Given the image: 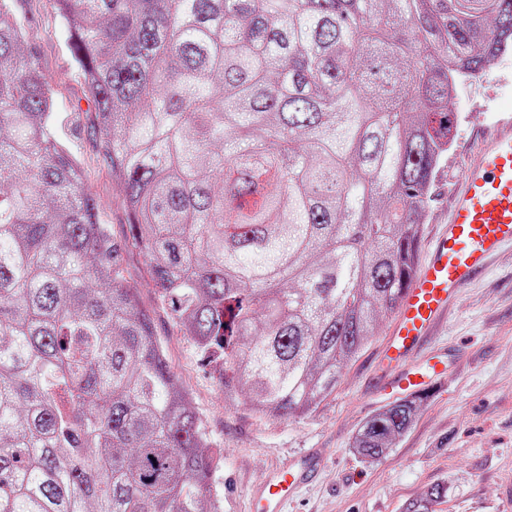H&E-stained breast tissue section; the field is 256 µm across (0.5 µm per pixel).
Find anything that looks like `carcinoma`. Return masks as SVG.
I'll use <instances>...</instances> for the list:
<instances>
[{
	"label": "carcinoma",
	"instance_id": "cac0c4a2",
	"mask_svg": "<svg viewBox=\"0 0 512 512\" xmlns=\"http://www.w3.org/2000/svg\"><path fill=\"white\" fill-rule=\"evenodd\" d=\"M55 2L130 233L101 222L33 19L0 0V512H219L218 458L125 255L226 404L317 407L415 272L448 72L512 48V0ZM421 402L379 409L356 454L383 458Z\"/></svg>",
	"mask_w": 512,
	"mask_h": 512
}]
</instances>
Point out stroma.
I'll return each instance as SVG.
<instances>
[{"label":"stroma","instance_id":"35a3bbf8","mask_svg":"<svg viewBox=\"0 0 512 512\" xmlns=\"http://www.w3.org/2000/svg\"><path fill=\"white\" fill-rule=\"evenodd\" d=\"M34 5L41 14L31 38L56 91L58 131L88 169L103 222L115 237H125L127 211L98 158L94 105L70 56L69 31L55 21L45 0ZM34 5L24 0L22 7ZM491 70L489 80L460 83L449 103L462 126L432 190L420 251H427L447 214L464 153L499 113L512 110V53L495 60ZM125 266L129 285L154 318L171 369L222 451L211 479L220 512H249L251 488L283 461L312 448L323 449L328 462L286 512H402L404 503L440 482L447 483L448 495L437 512H512V249L463 288L440 335L448 345L447 385L423 401L395 448L371 463L358 458L352 445L361 425L385 405L375 372L392 316L382 318L375 335L344 367L336 390L315 409L290 420L263 419L247 397L225 406L218 375L150 288L143 254L130 250Z\"/></svg>","mask_w":512,"mask_h":512}]
</instances>
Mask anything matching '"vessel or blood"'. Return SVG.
I'll return each mask as SVG.
<instances>
[{"label": "vessel or blood", "mask_w": 512, "mask_h": 512, "mask_svg": "<svg viewBox=\"0 0 512 512\" xmlns=\"http://www.w3.org/2000/svg\"><path fill=\"white\" fill-rule=\"evenodd\" d=\"M512 246V116L496 123L464 162L448 218L400 299L378 365L377 388L392 398L432 392L448 378V355L437 343L464 285ZM322 465L310 450L275 468L255 487L250 512H283Z\"/></svg>", "instance_id": "b4317fda"}]
</instances>
